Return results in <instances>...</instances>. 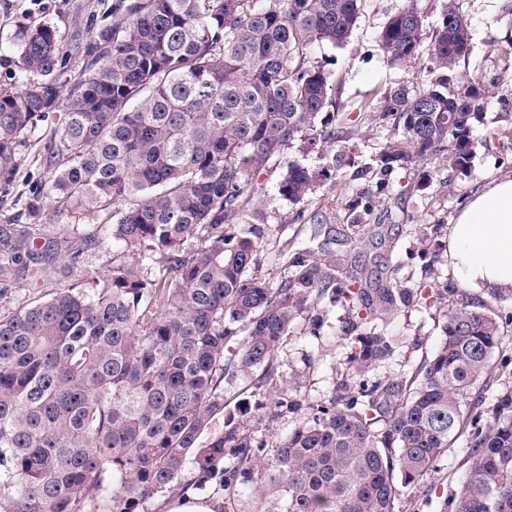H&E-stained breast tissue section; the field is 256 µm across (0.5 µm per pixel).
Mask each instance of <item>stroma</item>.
I'll return each instance as SVG.
<instances>
[{"instance_id": "35a3bbf8", "label": "stroma", "mask_w": 512, "mask_h": 512, "mask_svg": "<svg viewBox=\"0 0 512 512\" xmlns=\"http://www.w3.org/2000/svg\"><path fill=\"white\" fill-rule=\"evenodd\" d=\"M112 3L0 0V85L17 65L12 38L20 24L31 20L53 23L64 43L74 49L69 64L76 70L80 67L76 47L84 45L99 25L111 21ZM409 4L433 22L443 0H364L347 41L317 48L318 60L331 62L336 75L332 110L341 120V133L330 149L318 141L299 140L289 149L287 160L309 167L315 176L314 191L303 202L280 196L281 168H270L261 175L269 215L255 268L262 280L277 283L294 256L310 252L334 254L346 270L358 273L367 288L379 287L387 278L413 288L440 291L451 287L444 258L431 265L423 256L422 233L432 232L437 224H453L472 194L493 179L512 175V0H456L470 24L472 53L448 77L454 83L477 80L486 89L479 117L472 123L470 167L457 169L440 157L385 172L371 166V158L394 130L371 124L365 103L379 102L386 86L400 84L419 91L432 79L427 57L391 67L377 43L388 17ZM42 172L38 151L33 148L11 181L0 180L1 229L34 224L44 234L60 232V225L50 223L48 215L38 210ZM70 282L59 262L38 279L16 271L8 291L0 296V312L48 296ZM491 308L505 344L472 389L475 397H491L512 380V297L493 301ZM319 309L324 313L319 335L311 334L307 315H300L278 355L280 379L307 405L330 398L349 353L339 336L344 308L325 300ZM441 325L433 312L421 306L400 307L387 327L394 353L367 374V382L409 379L437 348ZM467 457L466 441L458 439L440 460L437 473L430 476L434 491L406 490L396 512H444L468 468Z\"/></svg>"}]
</instances>
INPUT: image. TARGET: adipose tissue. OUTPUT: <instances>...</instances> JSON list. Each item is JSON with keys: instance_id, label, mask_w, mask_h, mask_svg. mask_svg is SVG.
<instances>
[{"instance_id": "1", "label": "adipose tissue", "mask_w": 512, "mask_h": 512, "mask_svg": "<svg viewBox=\"0 0 512 512\" xmlns=\"http://www.w3.org/2000/svg\"><path fill=\"white\" fill-rule=\"evenodd\" d=\"M448 273L470 295L512 296V176L477 192L448 233Z\"/></svg>"}]
</instances>
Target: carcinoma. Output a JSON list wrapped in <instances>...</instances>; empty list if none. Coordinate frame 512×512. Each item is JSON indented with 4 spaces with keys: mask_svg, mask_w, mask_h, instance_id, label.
Masks as SVG:
<instances>
[{
    "mask_svg": "<svg viewBox=\"0 0 512 512\" xmlns=\"http://www.w3.org/2000/svg\"><path fill=\"white\" fill-rule=\"evenodd\" d=\"M362 0H115L68 73L57 28L17 35L18 65L0 87V173L22 162L37 122L60 113L45 146L38 196L73 223L103 216L126 248L88 291L74 282L50 298L0 313V512H139L159 493L212 484L224 512H395L469 429L468 469L455 512H512V387L467 406L503 336L486 302L454 288L432 295L442 339L409 380L361 377L392 354L386 326L422 289L362 287L328 257L297 256L272 286L252 273L267 217L264 171L294 141L336 142L334 73L315 48L345 41ZM424 15L408 5L378 34L390 64L419 58ZM471 52L466 17L444 0L430 70L452 71ZM485 98L465 100L439 78L413 93L385 90L369 120L393 122L373 161L383 168L446 153L468 168L471 122ZM460 115L448 147V113ZM310 169L290 162L279 193L299 203ZM0 247V294L27 250L37 278L56 261L82 269L84 249L55 236L41 247L26 224ZM347 310L350 353L332 396L276 446L257 435L302 402L276 378L278 354L300 314L322 326L324 298ZM262 369V414L224 410V383ZM469 412H464V407ZM195 470L182 477L187 460Z\"/></svg>",
    "mask_w": 512,
    "mask_h": 512,
    "instance_id": "cac0c4a2",
    "label": "carcinoma"
}]
</instances>
